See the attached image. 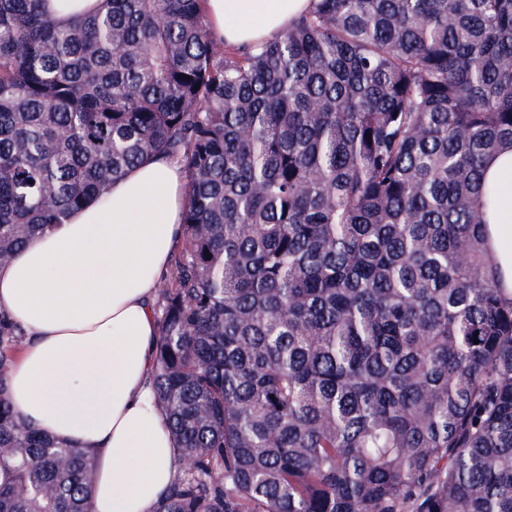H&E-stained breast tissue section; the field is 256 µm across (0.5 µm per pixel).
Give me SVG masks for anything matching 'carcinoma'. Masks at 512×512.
<instances>
[{"label":"carcinoma","mask_w":512,"mask_h":512,"mask_svg":"<svg viewBox=\"0 0 512 512\" xmlns=\"http://www.w3.org/2000/svg\"><path fill=\"white\" fill-rule=\"evenodd\" d=\"M0 0V265L153 157L187 188L154 378L155 512H512V295L483 165L512 143V0H312L224 45L206 0L62 24ZM0 512H92L94 463L12 410Z\"/></svg>","instance_id":"obj_1"}]
</instances>
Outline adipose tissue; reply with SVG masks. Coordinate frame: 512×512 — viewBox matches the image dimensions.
<instances>
[{"instance_id":"1","label":"adipose tissue","mask_w":512,"mask_h":512,"mask_svg":"<svg viewBox=\"0 0 512 512\" xmlns=\"http://www.w3.org/2000/svg\"><path fill=\"white\" fill-rule=\"evenodd\" d=\"M311 5L206 0L214 36L232 45L275 37ZM485 179L499 191L487 240L512 293V144L489 159ZM186 203L179 162L146 159L0 266V311L25 335L8 376L12 408L93 458L92 512H155L182 466L153 369L157 291Z\"/></svg>"}]
</instances>
